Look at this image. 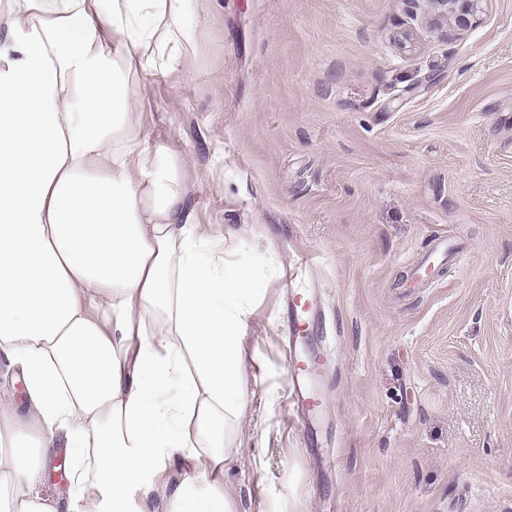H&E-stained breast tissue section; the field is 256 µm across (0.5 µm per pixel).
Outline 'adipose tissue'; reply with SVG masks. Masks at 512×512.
Returning <instances> with one entry per match:
<instances>
[{
    "mask_svg": "<svg viewBox=\"0 0 512 512\" xmlns=\"http://www.w3.org/2000/svg\"><path fill=\"white\" fill-rule=\"evenodd\" d=\"M195 4L0 0V360L29 407L0 399V512H57L33 487L59 444L83 512H232L256 280L129 93L180 64Z\"/></svg>",
    "mask_w": 512,
    "mask_h": 512,
    "instance_id": "1",
    "label": "adipose tissue"
}]
</instances>
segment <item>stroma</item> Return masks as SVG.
I'll return each mask as SVG.
<instances>
[{
    "mask_svg": "<svg viewBox=\"0 0 512 512\" xmlns=\"http://www.w3.org/2000/svg\"><path fill=\"white\" fill-rule=\"evenodd\" d=\"M181 67L134 80L213 238L261 294L234 512H512V0L453 28L430 0H200ZM448 238L457 259L410 287ZM325 358L288 413L293 290Z\"/></svg>",
    "mask_w": 512,
    "mask_h": 512,
    "instance_id": "35a3bbf8",
    "label": "stroma"
}]
</instances>
